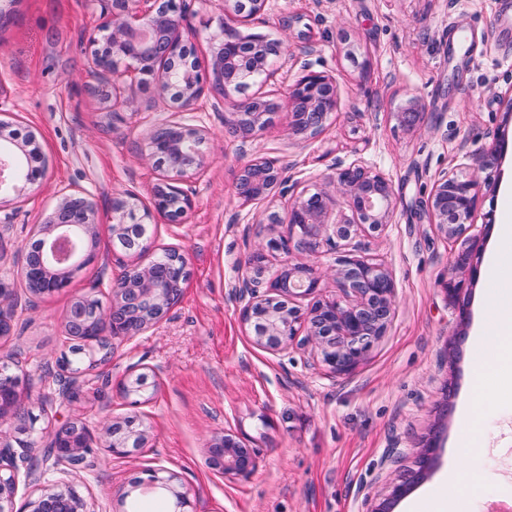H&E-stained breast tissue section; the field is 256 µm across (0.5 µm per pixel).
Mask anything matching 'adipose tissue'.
I'll list each match as a JSON object with an SVG mask.
<instances>
[{
	"label": "adipose tissue",
	"instance_id": "obj_1",
	"mask_svg": "<svg viewBox=\"0 0 512 512\" xmlns=\"http://www.w3.org/2000/svg\"><path fill=\"white\" fill-rule=\"evenodd\" d=\"M475 368L470 388V404L462 409L460 420L472 425L485 401L481 380L494 361L512 359V279L494 289L485 312L484 323L473 340Z\"/></svg>",
	"mask_w": 512,
	"mask_h": 512
}]
</instances>
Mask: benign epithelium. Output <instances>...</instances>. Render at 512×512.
I'll return each mask as SVG.
<instances>
[{"label":"benign epithelium","instance_id":"7a95c632","mask_svg":"<svg viewBox=\"0 0 512 512\" xmlns=\"http://www.w3.org/2000/svg\"><path fill=\"white\" fill-rule=\"evenodd\" d=\"M271 0H222L224 14L238 24L246 25L265 14ZM183 9L178 0H111L109 19L103 35L93 40L92 68L102 75L116 74L121 60L133 63L134 84L157 85L161 92L171 89L172 107L179 112L196 105L203 92V79L218 87L225 98L224 122L240 137L247 139L266 128L270 119L260 106L264 97L246 94L252 82L249 78L272 75L266 53L267 38L244 35L237 28L225 25L212 38V50L206 75H201L192 57V48L183 39ZM338 106L336 78L326 71L309 67L287 89L281 104L288 112V127L295 135H315L328 116ZM425 106L417 97L410 98L394 112L400 127L415 131L423 121ZM203 131L172 121L150 137V154L163 171L153 190L152 207H141L137 195L127 193L112 206L109 220L112 254L122 249L138 254L147 249L151 239V224L155 215L172 222L184 217L192 206L184 178L202 169L204 158L199 145ZM36 136L28 131L3 132L0 127V196L21 199L30 186L42 176L29 171L24 161L39 150H30ZM252 172L256 181L245 184L237 180V193L246 202L263 201L273 192L288 194L289 178L285 171L266 159L244 164L239 175ZM337 192L346 198L349 212L334 208L332 195L316 187L289 198L285 214L267 212L266 234L262 246L245 257L241 275L232 286L231 294L241 306L242 321L252 333L253 343L270 351H281L298 343L311 349L320 364L333 375L350 373L386 333L394 315L395 282L391 271L382 263L371 262L358 254L360 235L379 233L391 222L395 210L392 181L375 172L363 161L336 162L330 177ZM480 182L477 176L462 178L444 173L434 182L427 203L432 224L448 241L459 246L456 266L470 264L467 246L470 217L478 198ZM101 215L94 199L87 193L73 190L62 194L45 223L36 226L24 245L25 262L22 278L35 295L49 294L66 288L74 271L92 259L86 243L97 237ZM287 223L296 230V238H286L274 232V226ZM344 243L350 253L340 259L336 283L341 297L318 300L303 311L292 304L318 291L320 278L311 265L289 264L266 278L269 258L297 251L316 254L325 245ZM168 254L178 261L181 284L165 286L158 265H135L112 288L109 310L97 305L90 310L84 298L72 300L64 317L67 342L81 345L73 352L78 365L64 360L63 370L72 374L98 370L112 359L117 341L133 336L160 321L179 301L184 283L189 279L187 258L177 250ZM21 380L0 366V425L12 426L17 432L29 431V411L22 405ZM122 397L132 406L149 399L148 375L129 373L122 381ZM147 431L134 426V421H112L105 433L104 447L126 456L142 448ZM436 445L429 443L418 452L417 471L389 485L379 501L365 499V512H392L396 502L408 491L409 484L422 477L434 461ZM98 449L87 436L85 427L68 421L58 427L42 460L53 461L64 476L78 474L97 457ZM211 468L226 475L251 472L256 466L253 449L238 434L230 431L213 439L207 448ZM24 464L26 476H32L37 458L15 454L0 448V512H16L15 497L19 484V464ZM176 476L160 477L149 474L148 482L164 487L176 500L179 512H186L190 501L182 487L173 484ZM29 512H88L86 501L72 488L55 484L37 489L28 502Z\"/></svg>","mask_w":512,"mask_h":512}]
</instances>
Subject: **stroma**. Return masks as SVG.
<instances>
[{"instance_id": "obj_1", "label": "stroma", "mask_w": 512, "mask_h": 512, "mask_svg": "<svg viewBox=\"0 0 512 512\" xmlns=\"http://www.w3.org/2000/svg\"><path fill=\"white\" fill-rule=\"evenodd\" d=\"M106 0H0V123L32 130L47 170L20 200H0V282L13 291L5 306L11 330L0 357L21 364L24 407L38 418L41 449L63 422L79 420L100 438L112 418L140 414L148 441L131 457L100 449L93 466L73 479L89 512H172L173 501L145 484L146 471L176 474L188 512H362L365 497L384 492L416 469L417 451L439 444L425 478L408 499L441 492L448 467L475 472L466 512H498L512 500V363L483 378L488 402L472 428L460 410L473 375L471 341L494 288L512 275L490 256L498 249L500 200L512 182V31L500 18L512 0H272L243 34L283 39L286 54L254 91L282 98L304 65L336 78L339 102L323 131L295 136L286 112L253 139L224 124V97L205 87L193 111L177 112L154 88L111 89V104L86 91L96 77L92 38L107 20ZM226 18L220 0H189L184 28L199 61ZM426 107L420 130L401 128L394 113L409 97ZM202 127L204 169L189 178L192 207L177 223L156 217L148 264L168 249L184 253L190 279L158 323L117 342L111 362L80 387L77 403L58 393V361L66 352L63 321L73 298L109 303L129 262L113 257L100 226L94 260L68 288L46 296L22 278L24 243L66 190L90 194L100 212L131 192L150 205L159 171L151 134L167 122ZM507 142L493 150L495 135ZM263 157L288 168L299 188L325 184L336 161L361 158L391 179L396 208L377 237L364 238L363 257L383 263L396 284V311L385 335L349 374L335 376L309 351L254 346L230 294L239 263L263 237L274 196L243 203L236 175ZM478 174L482 187L470 217L471 266L455 270L457 247L437 233L425 208L442 172ZM460 284L448 296V279ZM155 382L150 398L131 407L118 393L129 371ZM245 437L257 455L250 473L227 476L208 467L205 450L224 431ZM470 447H460L462 434Z\"/></svg>"}]
</instances>
